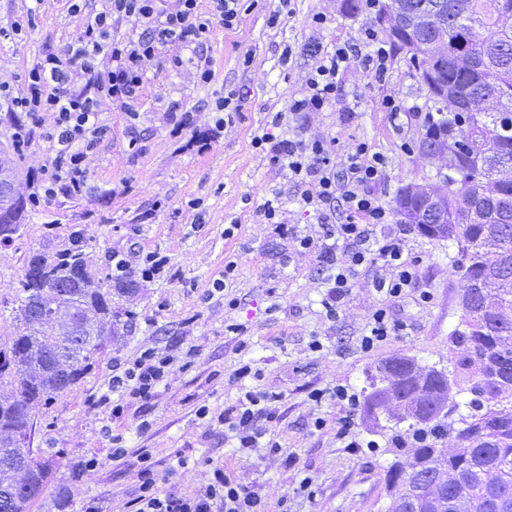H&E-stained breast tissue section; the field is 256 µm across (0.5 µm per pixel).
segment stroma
<instances>
[{
    "label": "stroma",
    "instance_id": "obj_1",
    "mask_svg": "<svg viewBox=\"0 0 512 512\" xmlns=\"http://www.w3.org/2000/svg\"><path fill=\"white\" fill-rule=\"evenodd\" d=\"M280 12V23L267 19ZM327 19L311 27L313 15ZM29 16L25 32L0 36V82L24 89L28 69L45 55L63 53L84 32L85 18L71 13L68 0H0V28ZM376 13L345 14L342 0H256L233 30L213 23L195 49L159 47L132 102L102 97L98 110L106 131L86 158L87 187L80 195H57L28 207L21 234L0 244V336L12 335L15 290L31 252L47 259L80 248L94 277L109 275L112 255L128 259L130 291L113 293L116 317L111 341L71 391L52 399L35 416L31 446L53 459L49 483L32 512H81L85 501L104 512H121L136 488L138 455L148 450L165 489L188 494L205 484L210 462L223 464L268 512H383L389 501L385 470L392 459L389 434L378 428L365 398L383 359L408 355L422 363L448 365L450 333L462 310L463 283L455 269L456 243L421 235L410 224L377 225L376 236L398 233L414 277L404 295L387 299L375 288L387 274L383 261L356 267L335 314L321 300L328 290L321 252L328 240L314 212L302 201L303 185L287 169L270 163L252 145L254 134L271 129L280 139L332 142L336 160L354 144L384 156L377 191L395 211L401 188L437 179L436 164L419 158L418 133L435 107L412 65L391 57L383 75L359 60L347 65L336 104L320 112L292 115L288 101L300 97L320 53L343 42L360 43ZM250 54L249 66L240 58ZM181 67H174L175 57ZM208 65L211 83H198L196 69ZM229 89L244 93L240 112L217 126L216 100ZM400 104L399 117L382 107ZM189 113V126L174 133L172 115ZM54 115L42 113L39 129L23 154L12 160L20 192L48 164L43 132ZM280 201L276 223L263 206ZM199 208H190V200ZM239 227L224 230L231 220ZM313 242L299 246L300 238ZM166 260L153 279L141 276L148 254ZM237 269L225 275L224 265ZM223 291H215L217 282ZM387 309L395 335L362 347L372 314ZM230 324L241 333L227 332ZM194 358H186L188 349ZM172 355L167 380L145 402H126L112 419L103 395L111 392L112 365L133 362L145 350ZM250 365L251 374L235 379ZM356 404L337 401V387ZM267 396L276 420L266 448L243 450L220 423L224 408L245 393ZM207 407L208 416L197 413ZM348 436H340L342 422ZM122 436L126 456L110 455L113 436Z\"/></svg>",
    "mask_w": 512,
    "mask_h": 512
}]
</instances>
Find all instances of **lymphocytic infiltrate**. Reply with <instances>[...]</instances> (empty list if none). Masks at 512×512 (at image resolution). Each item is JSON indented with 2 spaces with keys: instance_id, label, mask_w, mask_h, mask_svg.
<instances>
[{
  "instance_id": "obj_1",
  "label": "lymphocytic infiltrate",
  "mask_w": 512,
  "mask_h": 512,
  "mask_svg": "<svg viewBox=\"0 0 512 512\" xmlns=\"http://www.w3.org/2000/svg\"><path fill=\"white\" fill-rule=\"evenodd\" d=\"M69 2L71 12L85 15L83 35L64 54L46 55L29 69L21 95H13L9 87L0 84V108L17 116L11 134L16 150H23L32 141L41 113L55 116V130L47 137L51 160L31 180V202L36 206L60 191L71 195L84 191L86 152L105 131L98 111L99 97L122 103L135 99L144 67L158 46L174 43L192 47L212 23L235 29L248 10L247 0H211V13L206 17L198 9L199 0H179L180 8L174 12L160 10L157 0H106L105 8L98 12L88 10L87 0ZM119 18L133 19L143 29L141 37L114 39L112 22ZM364 36L372 54L361 57L353 46L337 45L334 53L308 75L302 96L289 101V112H319L335 103L339 75L351 58H359L364 68L375 74L385 72L391 56L386 41L373 28L366 29ZM103 52L112 62L111 70L96 75L92 91L74 90L79 73H94L95 60ZM252 144L274 164L287 165L289 178L306 184L302 197L305 207L318 214L327 237L344 245L343 251L329 248L322 256L334 282L323 301L327 313L335 314L345 298L353 268L378 259L391 271L389 278L378 281V290L394 299L401 297L413 278V266L404 258L397 239H378L371 232L373 226L390 221V213L376 193L384 158L359 143L340 167L323 141L280 140L269 132L253 136ZM170 363V356L145 350L122 374L113 376L112 388L127 390L134 399H151L165 381ZM256 404L252 397L240 400L218 416L235 432L244 449L258 447L267 433L266 427L257 423ZM139 463L137 494L127 501L126 512H266L261 500L222 465H213L209 482L185 495L163 489L149 453H140Z\"/></svg>"
}]
</instances>
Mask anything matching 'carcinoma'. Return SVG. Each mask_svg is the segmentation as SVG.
I'll list each match as a JSON object with an SVG mask.
<instances>
[{"mask_svg":"<svg viewBox=\"0 0 512 512\" xmlns=\"http://www.w3.org/2000/svg\"><path fill=\"white\" fill-rule=\"evenodd\" d=\"M429 4L448 19L447 56L428 52V29L389 38L434 87L436 112L469 128L468 163L448 188L444 238L458 245L461 277L489 274L496 287L463 289L461 321L449 336L452 373L432 367L421 375L408 356L382 360L375 378L385 384L368 409L386 417L395 459L414 461L409 490H423L386 512H435L441 501L448 512H512V175L499 179L503 154L512 161V0H403L401 7L414 16ZM461 55L471 69L456 66ZM494 180L498 195L487 197ZM24 220L22 202L0 215V242L12 241ZM12 318L17 333L0 340V512H29L50 475V460L30 448L36 411L76 386L112 336V287L92 286L79 250L54 261L34 253ZM455 389L470 395L464 414ZM420 412L428 414L422 424L413 421ZM439 469L448 483L437 482Z\"/></svg>","mask_w":512,"mask_h":512,"instance_id":"carcinoma-1","label":"carcinoma"}]
</instances>
